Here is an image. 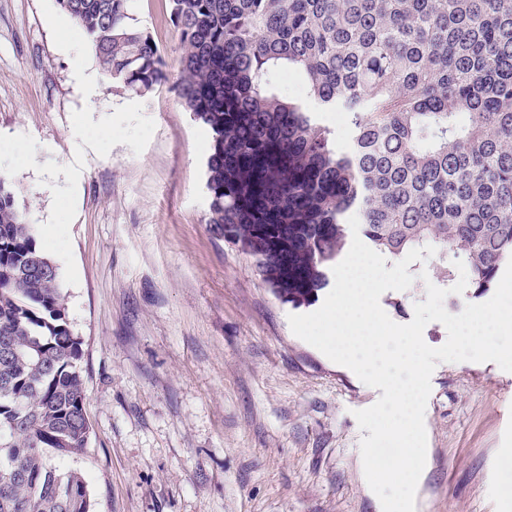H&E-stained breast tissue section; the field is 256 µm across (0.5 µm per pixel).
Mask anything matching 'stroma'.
<instances>
[{
    "label": "stroma",
    "instance_id": "1",
    "mask_svg": "<svg viewBox=\"0 0 512 512\" xmlns=\"http://www.w3.org/2000/svg\"><path fill=\"white\" fill-rule=\"evenodd\" d=\"M59 11L0 0V174L83 342L91 435L63 467L83 473L93 512H382L354 416L380 390L295 336L288 318L310 306L277 297L209 222L210 135L175 91L169 0H131L168 73L142 95L113 89L94 54L65 51L69 32L47 21ZM17 139L28 164L9 161ZM426 299L418 278L380 305L406 324ZM425 427L416 512H512V372L437 365Z\"/></svg>",
    "mask_w": 512,
    "mask_h": 512
}]
</instances>
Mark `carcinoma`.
I'll return each mask as SVG.
<instances>
[{
  "instance_id": "carcinoma-1",
  "label": "carcinoma",
  "mask_w": 512,
  "mask_h": 512,
  "mask_svg": "<svg viewBox=\"0 0 512 512\" xmlns=\"http://www.w3.org/2000/svg\"><path fill=\"white\" fill-rule=\"evenodd\" d=\"M116 87L166 81L130 0H56ZM185 108L211 133L209 223L253 255L276 295L311 305L359 219L391 258L432 245L483 295L512 257V0H171ZM302 77L349 143L280 78ZM0 176V512H93L60 461L90 425L58 267Z\"/></svg>"
}]
</instances>
